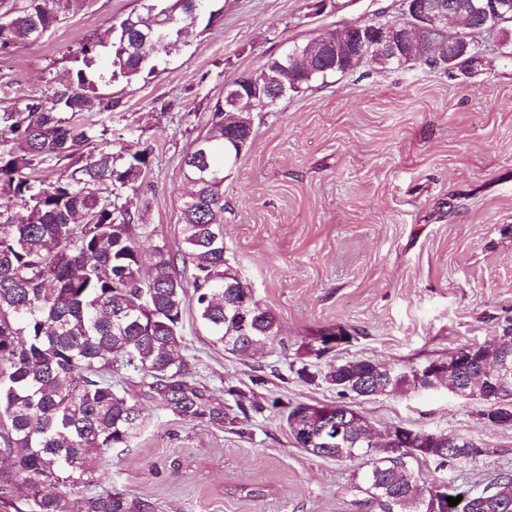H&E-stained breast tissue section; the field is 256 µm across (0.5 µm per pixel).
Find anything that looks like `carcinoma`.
<instances>
[{
  "instance_id": "cac0c4a2",
  "label": "carcinoma",
  "mask_w": 512,
  "mask_h": 512,
  "mask_svg": "<svg viewBox=\"0 0 512 512\" xmlns=\"http://www.w3.org/2000/svg\"><path fill=\"white\" fill-rule=\"evenodd\" d=\"M202 2L149 0L146 13L132 12L87 37L79 50L82 66L51 96L0 115V455L12 461V471L0 473V493L22 485L37 512H68L62 496L43 488L100 482L102 474L88 467L89 450L128 448L140 434V404L112 384V374H138L165 408L183 418H220L217 408L203 402L188 363L178 355L188 288L201 326L224 351L250 354L278 337L275 315L260 306L225 258L224 180L251 133V113H240L241 134L233 136L224 128V108L233 103L217 101L207 133L185 155L180 234L182 263L194 270L190 284L164 245L144 262L140 237L147 225L136 223L119 203L146 179L152 147L139 142L135 149L124 143L117 151L100 149L105 132L79 119L96 97L103 109H112V98L98 96V83L151 73L155 60L186 44ZM446 2L455 27L438 38L437 55L407 47L376 64L415 61L448 71V38H470L482 16L471 0ZM483 3L498 14L501 42L512 45V0ZM71 5L72 0H24L0 18V50L38 41ZM382 23L374 13L337 29L328 46L315 38L300 46L313 63L291 91L354 71L364 59L353 45ZM284 64L283 56L272 58L261 72L234 80L230 88L253 98L263 111L271 81ZM63 112L70 117H61ZM66 159L70 164L55 181L31 178L39 166ZM368 364L362 358L333 362L321 380L341 398L360 399L355 388ZM378 384V395L396 396L416 385V374L393 367L379 374ZM330 407L338 420H324L325 405L306 414L303 404L288 407V429L297 446L314 456L371 457L362 491L379 512H431L433 494L439 512H512V474L459 494L448 493L445 485L423 489L414 465L425 458L411 449L374 447L365 438L367 418L360 411L343 402ZM481 454L479 445L461 438L437 467ZM450 496L462 500L451 506ZM82 512H154V507L105 491L85 498Z\"/></svg>"
}]
</instances>
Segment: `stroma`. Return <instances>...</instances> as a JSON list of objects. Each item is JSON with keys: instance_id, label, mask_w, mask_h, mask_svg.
<instances>
[{"instance_id": "1", "label": "stroma", "mask_w": 512, "mask_h": 512, "mask_svg": "<svg viewBox=\"0 0 512 512\" xmlns=\"http://www.w3.org/2000/svg\"><path fill=\"white\" fill-rule=\"evenodd\" d=\"M142 4L78 0L39 42L0 52V113L51 95L76 68L81 42ZM380 7L400 14V0H326L317 15L309 0H208L193 39L160 58L154 74L101 87L113 110L90 105L81 121L153 148L150 173L127 197L149 228L144 253L164 243L181 255L183 159L226 86ZM483 58L452 78L415 62L365 63L254 113L224 181L225 257L276 315L278 339L253 356L229 354L186 303L180 353L223 421L182 418L138 375H119L143 409V430L130 447L97 455L106 479L63 488L69 512L106 490L155 512H368L363 459L319 458L291 436L288 405L338 399L296 371L352 357L418 366L493 342L512 325V58L493 41ZM339 328L347 343L325 358L301 357L304 342ZM233 387L254 394L257 407H239ZM357 408L381 434L401 426L482 448L471 466H422L421 487L480 489L512 472V427L482 419L479 398L441 386Z\"/></svg>"}]
</instances>
